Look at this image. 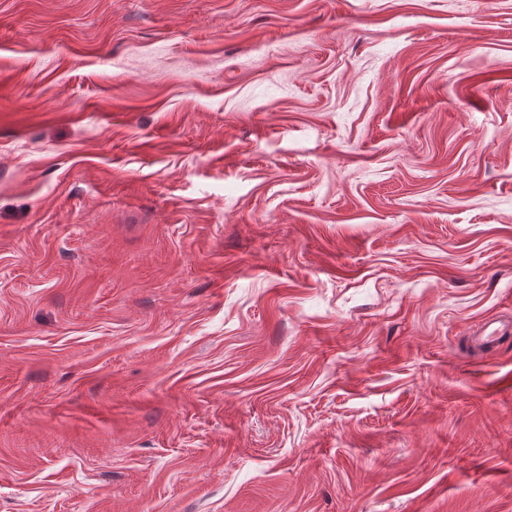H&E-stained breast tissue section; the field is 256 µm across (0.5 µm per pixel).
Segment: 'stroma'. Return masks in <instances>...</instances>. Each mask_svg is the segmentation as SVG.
Instances as JSON below:
<instances>
[{
    "mask_svg": "<svg viewBox=\"0 0 512 512\" xmlns=\"http://www.w3.org/2000/svg\"><path fill=\"white\" fill-rule=\"evenodd\" d=\"M0 512H512V0H0Z\"/></svg>",
    "mask_w": 512,
    "mask_h": 512,
    "instance_id": "stroma-1",
    "label": "stroma"
}]
</instances>
